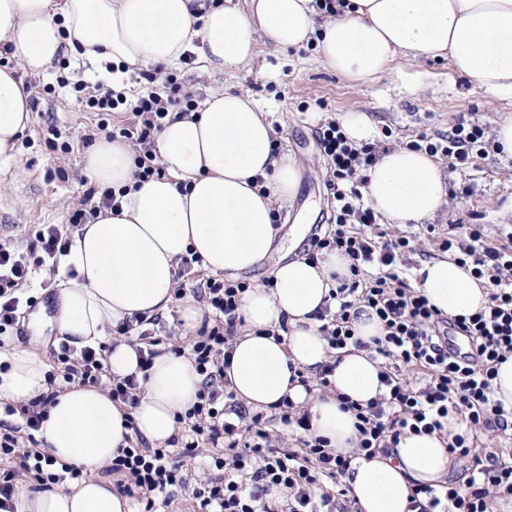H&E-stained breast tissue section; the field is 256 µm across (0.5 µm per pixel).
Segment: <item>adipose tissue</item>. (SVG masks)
<instances>
[{"mask_svg": "<svg viewBox=\"0 0 512 512\" xmlns=\"http://www.w3.org/2000/svg\"><path fill=\"white\" fill-rule=\"evenodd\" d=\"M277 50L315 46L337 73L365 82L397 55L447 58L460 75L492 94L512 98V0H336L332 11L315 0H0V50L30 74L74 54L92 65L112 64L113 85L140 67L168 66L194 52L212 73L258 63L259 44ZM16 69L0 67V160L15 157L31 122L29 95ZM273 125L244 91L212 94L200 111L167 119L155 141L166 174L134 177V152L123 139L99 137L82 172L100 187L123 190L120 212L102 211L80 225L64 259L75 277L53 281L61 338L80 350L107 339L110 326L169 312L181 260L195 254L208 273L238 280L262 267L277 247V208L295 197L300 175L288 154H274ZM363 192L384 221L398 226L433 220L448 203L447 176L428 153L395 146L364 172ZM349 274L336 251L280 259L270 284L253 283L239 313L224 384L236 401L270 411L281 401L305 408L311 434L328 448L351 453L344 478L359 512H411L415 484L434 485L453 465L448 444L463 430L449 416L443 431L405 433L392 454L354 453V416L341 398L364 404L387 394L382 360L349 346L331 349L320 312ZM413 287L447 316H467L487 301L485 281L454 256L422 262ZM331 366V387L312 397L304 377ZM49 366L36 351L0 347V400L26 404L55 394L36 437L57 461L87 470L85 479L30 491L18 487L17 512H132L128 498L98 477L133 434L164 447L180 430L176 418L198 397L203 378L189 352L160 348L136 407L106 391L76 383L51 390Z\"/></svg>", "mask_w": 512, "mask_h": 512, "instance_id": "adipose-tissue-1", "label": "adipose tissue"}]
</instances>
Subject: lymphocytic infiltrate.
I'll use <instances>...</instances> for the list:
<instances>
[{
  "instance_id": "obj_1",
  "label": "lymphocytic infiltrate",
  "mask_w": 512,
  "mask_h": 512,
  "mask_svg": "<svg viewBox=\"0 0 512 512\" xmlns=\"http://www.w3.org/2000/svg\"><path fill=\"white\" fill-rule=\"evenodd\" d=\"M167 97L147 92L134 110L138 122L108 131V138L122 137L142 147L135 159L138 180L160 177L164 168L155 151V139L170 108L187 113L197 104L173 77H166ZM429 154L441 155L450 168L468 164L472 158L489 156L494 147L479 121L462 119L448 136H422ZM320 150L331 162L328 188L336 202L324 236L313 248L338 250L350 260V275L332 294L336 310L321 330L331 348L355 342L352 321L360 307L370 308L381 321L382 336L369 348L383 361L388 396L367 404L343 400L344 410L356 418L359 433L353 453L325 448L322 439L311 437L307 413L293 404L279 406L284 425L298 429L297 449L281 446L267 428L263 414H249L224 388V349L235 336L237 314L244 282L206 280L193 293L202 301L213 325H201L187 337L203 388L196 402L179 416L186 439L179 448H155L142 436L118 449L106 471L114 475L113 488L133 498L140 512H158L172 502L174 491L187 492L199 512H336L339 499L347 497L344 477L352 454L373 455L394 447L401 435L443 430L449 415L464 425L449 445L451 453L471 459L465 483L441 482L439 487L416 486L412 506L417 512H490L491 502L512 496V457L493 451L492 443L512 426L500 402L493 398L496 367L512 355V246L492 245L483 238L479 224L462 225L449 235L445 250L454 252L462 264L472 267L476 278L489 284L485 308L466 318L446 317L414 291L399 273L404 255L416 247L405 236L376 239L368 229L376 222L372 208L364 206L358 189L360 174L371 166L377 147L348 143L336 120L324 122L319 131ZM69 238L58 225L45 224L37 231L27 252L0 245V335L18 329L25 308L33 298H21L20 285L34 266L58 263L67 254ZM465 337L470 352L454 351L449 335ZM58 375L65 382L99 384L109 367L106 346L74 353L60 344L56 354ZM236 415L226 421L225 413ZM203 458L207 473L194 477L184 467L185 459ZM0 512H15L14 483L26 478L38 488L82 479L86 470L57 465L45 452L22 448L12 432H0ZM282 500L270 502L271 489Z\"/></svg>"
}]
</instances>
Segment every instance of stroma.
<instances>
[{"label": "stroma", "mask_w": 512, "mask_h": 512, "mask_svg": "<svg viewBox=\"0 0 512 512\" xmlns=\"http://www.w3.org/2000/svg\"><path fill=\"white\" fill-rule=\"evenodd\" d=\"M262 69L239 68L211 75L200 60L171 66L184 90L205 102L224 89L250 91L270 112L280 149L288 151L300 170L298 193L282 214L285 245L308 252L310 236L334 203L326 187L327 162L320 152L318 130L328 118L349 112L365 113L374 123L378 142L386 147L407 146L420 134L448 135L464 114L487 129L512 117V102L486 91L473 78L453 71L447 59L413 62L396 57L389 71L360 83L328 68L314 48L281 52L262 47ZM26 90L38 102L29 126L19 137L14 161L0 164V244L26 249L39 224H56L71 232L68 215L80 207L91 182L82 174L83 155L99 136L100 117L78 102L74 87L101 81L99 69L72 56L62 65L35 77L18 71ZM449 186L456 194L432 225L398 227L401 235L416 238L418 250L407 255L409 268L440 254L448 227L457 222L480 224L493 239L512 230V158H475L452 171ZM305 225V239L294 240L290 227ZM57 271L36 269L23 285L24 295L42 298L37 311H26L18 344L54 352L59 335L35 331L36 313L53 314L57 292L51 286Z\"/></svg>", "instance_id": "stroma-1"}]
</instances>
